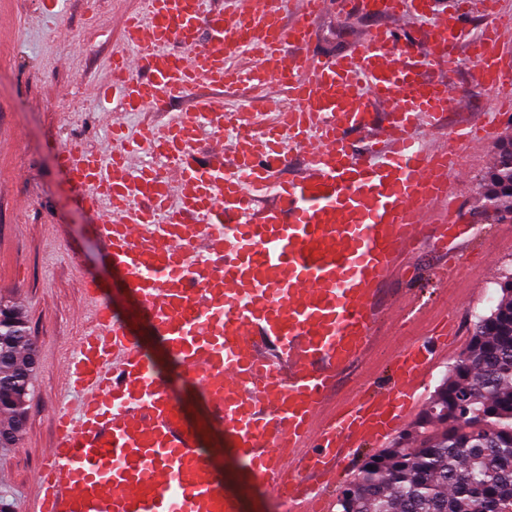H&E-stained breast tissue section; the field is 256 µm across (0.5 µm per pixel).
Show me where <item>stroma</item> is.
Returning <instances> with one entry per match:
<instances>
[{"label": "stroma", "instance_id": "stroma-1", "mask_svg": "<svg viewBox=\"0 0 512 512\" xmlns=\"http://www.w3.org/2000/svg\"><path fill=\"white\" fill-rule=\"evenodd\" d=\"M139 6L140 0H62L59 16L52 19L42 15L40 0H0V141L5 144L0 150V298L21 309L37 352L22 440L17 447L0 448V463L12 471L10 483H0V501L8 512H23L52 437L59 396L56 365L83 331L73 316L82 302L79 277L101 283L102 298L116 317H127L134 303L92 235L89 226L96 217L78 206L56 148L75 144L95 150L106 142L93 94L121 43L114 17ZM371 24L356 11L354 0H340L334 12L318 20L307 50L315 55L344 51ZM466 54V48H458L453 62L437 75L467 90L475 110L494 116V97L477 83ZM464 154L467 177L453 183V193L465 222L482 225L475 246L496 252V269L491 277L473 266L459 273L462 338L431 373L429 395L450 361L467 348L475 315L494 305L495 275L512 272V234L475 208L495 151L468 148ZM222 466L225 484L242 498L243 512H285L279 498L238 481L246 470L240 458L223 456Z\"/></svg>", "mask_w": 512, "mask_h": 512}]
</instances>
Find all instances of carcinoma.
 <instances>
[{
  "label": "carcinoma",
  "instance_id": "1",
  "mask_svg": "<svg viewBox=\"0 0 512 512\" xmlns=\"http://www.w3.org/2000/svg\"><path fill=\"white\" fill-rule=\"evenodd\" d=\"M479 208L512 221V139L496 147ZM475 316L469 347L449 367L401 441L364 461L336 512H512V275ZM0 444L22 438L35 344L14 305L0 303Z\"/></svg>",
  "mask_w": 512,
  "mask_h": 512
}]
</instances>
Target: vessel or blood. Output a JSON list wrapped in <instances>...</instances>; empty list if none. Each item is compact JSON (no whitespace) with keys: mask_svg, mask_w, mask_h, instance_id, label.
Masks as SVG:
<instances>
[{"mask_svg":"<svg viewBox=\"0 0 512 512\" xmlns=\"http://www.w3.org/2000/svg\"><path fill=\"white\" fill-rule=\"evenodd\" d=\"M329 4L141 0L119 18L109 89L121 110L186 98L191 111L135 130L112 121L105 150L61 147L58 166L205 417L80 278L85 330L58 363L26 512H242L214 463L228 447L286 512H332L355 453L385 447L419 406L457 324L407 336L414 291L389 302L386 287L413 280L423 250L450 283L479 234L451 200L467 176L457 150L432 141L470 100L423 69L468 44L479 85L511 112L512 15L488 0L500 21L475 33L461 4L359 0L373 26L316 60L298 46ZM413 19L429 23L426 42L406 37ZM272 82L284 124L269 118ZM224 93L249 111H225ZM499 131L481 117L453 129L470 148ZM295 153L304 172L279 179Z\"/></svg>","mask_w":512,"mask_h":512,"instance_id":"obj_1","label":"vessel or blood"}]
</instances>
